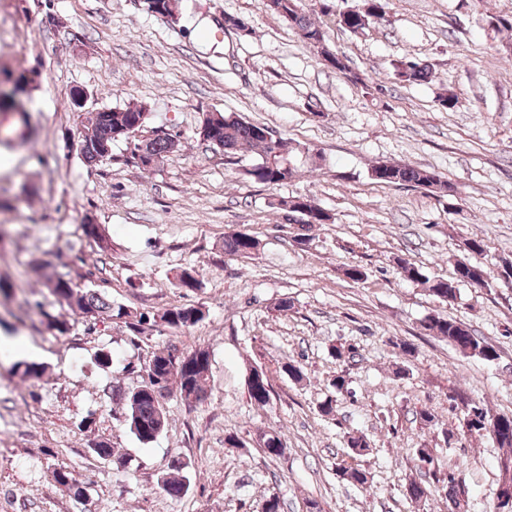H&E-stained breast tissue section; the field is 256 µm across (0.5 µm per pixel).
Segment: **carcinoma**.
Listing matches in <instances>:
<instances>
[{"label": "carcinoma", "mask_w": 512, "mask_h": 512, "mask_svg": "<svg viewBox=\"0 0 512 512\" xmlns=\"http://www.w3.org/2000/svg\"><path fill=\"white\" fill-rule=\"evenodd\" d=\"M266 11L285 18L296 29L299 37L307 44L316 46L324 39V31L318 21L305 12L299 0H267L263 3ZM385 0H362L358 11L351 10L340 14L339 23L350 32L366 28L374 19L383 17ZM395 75L402 82L409 84L425 83L433 77L427 65L414 63L409 68L402 63L395 64ZM26 81L25 76L15 82L13 89H0V115L9 122V133L12 137H0V145L11 146L30 139L36 129L30 121L27 111V100L16 93L20 83ZM147 112L141 106L126 105L124 107H102L100 112L87 119L81 158L88 165H96L105 160L104 152L120 140L128 138L129 128L137 123L144 129ZM210 131L203 141L212 149L224 153L227 159H236L239 155L250 153L255 163L245 170L249 178L268 185L277 186L288 182L293 175L291 154L296 148L289 145L288 140L275 135L268 127L244 120L235 113L212 112L208 121ZM180 145L179 135L153 132L149 137L139 141L140 155L126 157V162L144 170L155 167L166 154ZM374 179L391 184L413 187H426L441 192L448 190V181L438 175L412 165L382 164L374 168ZM84 237L99 248L100 252L108 250V243L101 225L86 217L81 224ZM259 242L249 234L233 232L224 236V254L249 258L257 250ZM400 270L407 280L423 282L428 285L431 295L441 301L450 302L457 297V285L469 284L475 288L488 286L487 271L482 264L467 265L459 263L454 276L450 279L430 280L426 278L415 264L402 260ZM48 289L59 304L76 307L82 317L88 321L105 322L112 319L123 321L125 326L135 334H142L148 327L163 325L171 329L186 330L195 327L204 318L198 306L182 305L158 311L153 315L130 310L116 305L101 293L89 289L78 292L76 284L68 273H55L48 277ZM40 322L45 328L63 336L70 332L69 322L59 314L44 309L43 304H35ZM424 328L436 336L448 340V343L465 355L477 356L486 361H494L498 354L493 345L475 336L459 321L440 315H430L424 322ZM174 347L165 346L156 349L148 362L145 372L148 379L142 380L136 388L120 394L124 402V421L131 433L143 444L152 442L165 428L167 415L164 402L168 397H176L189 403H201L207 397V380L210 372V354L205 349H197L188 354L184 361L173 360ZM42 364L34 361L20 360L12 365V371L22 380L37 378L43 373ZM249 397L259 405H267L271 400V384L267 375L248 385ZM462 400L461 428L468 435H481L488 431V426L497 424L494 438L498 447L503 449V460L512 463V414H494L481 405L461 399L456 393L449 400ZM264 451L270 458L284 455L285 446L280 434L276 431L263 433ZM416 459L420 466L434 469L437 482L443 484L448 496L449 512H464L467 505V490L461 471L450 469L443 474L435 467L434 457L427 448L416 451ZM188 464L180 459L172 461L170 472L158 480L159 488L171 497H179L187 491L186 476L183 471ZM54 482L79 498L83 490L73 474L64 469L53 471Z\"/></svg>", "instance_id": "obj_1"}]
</instances>
